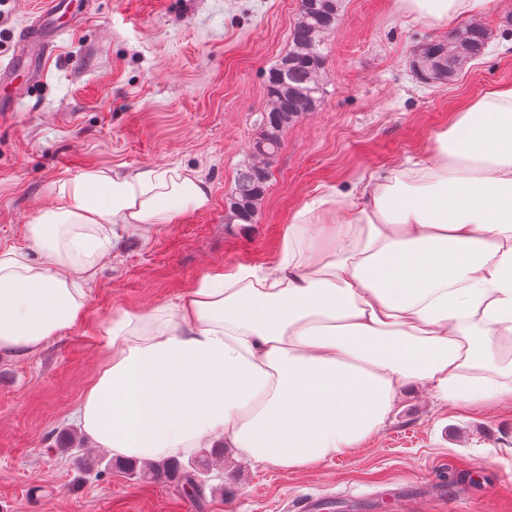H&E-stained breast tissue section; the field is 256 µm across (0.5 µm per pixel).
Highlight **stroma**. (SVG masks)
Segmentation results:
<instances>
[{"label": "stroma", "mask_w": 512, "mask_h": 512, "mask_svg": "<svg viewBox=\"0 0 512 512\" xmlns=\"http://www.w3.org/2000/svg\"><path fill=\"white\" fill-rule=\"evenodd\" d=\"M300 0H91L66 14L53 52L32 51L0 100V248L62 183L95 170L132 174L190 168L211 187L207 208L171 224H134L89 286L81 325L40 353L0 358V512H295L312 496L331 512H439L403 484L463 489L450 512H512V402L441 405L407 393L392 423L354 455L283 471L215 457L200 495L179 479L85 472L57 447L76 432L71 412L112 354L102 335L121 311L178 301L203 275L275 263L292 215L323 195L338 203L371 175L421 156L462 102L512 84V48L500 37L512 0L483 15L485 53L446 80L410 69L420 42L445 36L398 0H343L326 39V89L285 132L253 224L224 221L227 193L259 134L265 75L288 50ZM43 0H0V64Z\"/></svg>", "instance_id": "35a3bbf8"}]
</instances>
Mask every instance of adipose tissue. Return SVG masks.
I'll list each match as a JSON object with an SVG mask.
<instances>
[{"mask_svg": "<svg viewBox=\"0 0 512 512\" xmlns=\"http://www.w3.org/2000/svg\"><path fill=\"white\" fill-rule=\"evenodd\" d=\"M433 26L496 0H399ZM297 210L279 261L204 275L175 304L125 311L112 354L72 416L85 438L140 462L224 443L251 465L312 468L353 455L402 396L512 401V85L452 111L425 156ZM195 171L101 170L0 251V355L33 356L83 320L87 286L128 224L206 208Z\"/></svg>", "mask_w": 512, "mask_h": 512, "instance_id": "obj_1", "label": "adipose tissue"}]
</instances>
